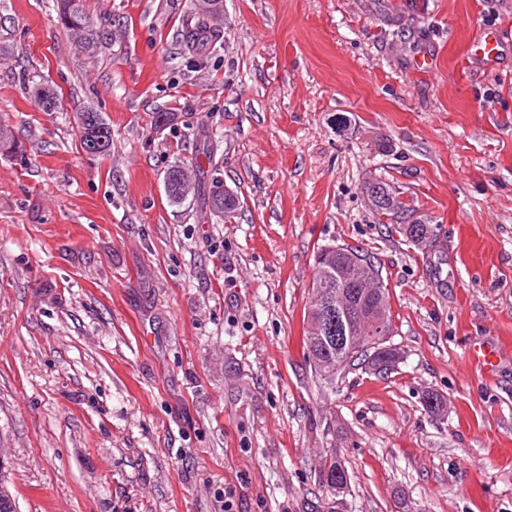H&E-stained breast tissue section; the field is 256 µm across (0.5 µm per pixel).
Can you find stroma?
<instances>
[{
  "label": "stroma",
  "instance_id": "35a3bbf8",
  "mask_svg": "<svg viewBox=\"0 0 512 512\" xmlns=\"http://www.w3.org/2000/svg\"><path fill=\"white\" fill-rule=\"evenodd\" d=\"M85 7L112 34L92 58L57 0H0V127L22 145L0 154L16 512H512V0H223L198 54L194 0ZM481 28L507 44L492 67L469 52ZM89 108L109 156L80 146ZM208 137L241 201L218 224L161 183ZM374 178L433 248L377 222ZM321 246L363 249L387 284L391 373L328 384L305 357ZM333 457L340 496L319 484ZM214 13L210 10H205L203 13H196L194 16V24L187 25L182 31L181 42L188 49L195 51L200 50L209 45L214 47L222 39L221 31L212 28L210 25L211 17ZM206 44L204 45V43ZM339 469H345V467L337 460L331 461L328 465H324L320 470L319 481L324 487H333L338 483L337 480L343 481L337 486V491H342L350 481V475L346 471H336ZM337 475V479H336Z\"/></svg>",
  "mask_w": 512,
  "mask_h": 512
}]
</instances>
